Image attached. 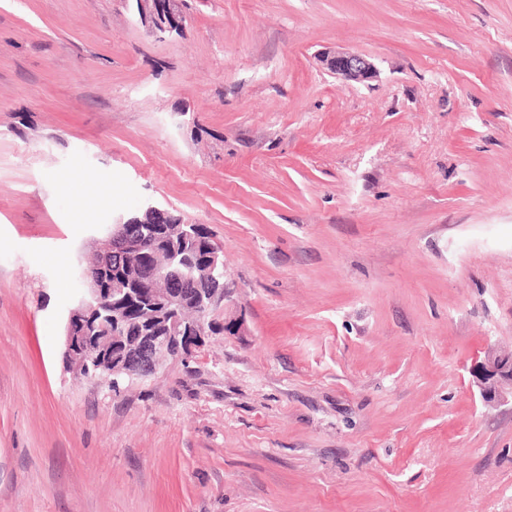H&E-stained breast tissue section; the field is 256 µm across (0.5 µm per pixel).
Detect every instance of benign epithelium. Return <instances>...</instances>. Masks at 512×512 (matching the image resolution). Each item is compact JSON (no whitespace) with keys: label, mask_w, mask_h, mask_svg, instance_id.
Returning a JSON list of instances; mask_svg holds the SVG:
<instances>
[{"label":"benign epithelium","mask_w":512,"mask_h":512,"mask_svg":"<svg viewBox=\"0 0 512 512\" xmlns=\"http://www.w3.org/2000/svg\"><path fill=\"white\" fill-rule=\"evenodd\" d=\"M135 2L138 21L158 39L180 32L184 23L178 9L180 0ZM320 62L328 73L343 81L365 82L377 76V69L370 60L351 51L324 53ZM173 220L181 222L183 218L173 215L168 208L148 202L136 215H123L113 220L103 236L96 240L83 267L81 288L67 308L64 321V358L75 377H86L88 359L91 358L111 366L115 392L125 380L134 378L126 368L123 352L112 348V337L119 334L121 326L127 325L124 309L112 310V327L109 328L95 319L96 309L91 307V301L141 288L146 281L152 286L161 313L147 312L140 320L143 328L133 337V346L139 350V375L149 376L168 358L187 359L204 346L215 313L221 303L230 298L228 284L224 282L223 251L219 247L213 244L209 246V252L201 256L199 275L193 282L204 285V290L195 297L193 319L184 316L187 300L181 288L189 275L182 270L180 261H172L164 269L153 266L143 277L130 276L121 269L125 260L146 249L157 251L166 241V222ZM470 374L483 402H503L504 386L512 385V357L489 355L475 363Z\"/></svg>","instance_id":"benign-epithelium-1"}]
</instances>
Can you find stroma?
<instances>
[{
  "label": "stroma",
  "instance_id": "obj_1",
  "mask_svg": "<svg viewBox=\"0 0 512 512\" xmlns=\"http://www.w3.org/2000/svg\"><path fill=\"white\" fill-rule=\"evenodd\" d=\"M0 0V512H512V0ZM348 49L376 78L317 59ZM232 287L193 358L63 359L144 202ZM138 21L160 40L180 32L184 18L177 4L181 0H133ZM320 62L328 73L343 81L365 82L377 76V69L370 60L351 51L323 53ZM107 337V344L105 347H98L97 354L93 357L94 361H99L101 365H109L112 368V375L105 369L99 368L98 363L90 365L91 373H96V376L101 380L107 382L113 391H120L122 383L127 379H132L135 376L126 368L125 357L122 351H117L112 348V336ZM113 376V379H112ZM116 383V387H112V382ZM470 374L484 403L504 402V386L510 384L512 404V357L488 355L472 366Z\"/></svg>",
  "mask_w": 512,
  "mask_h": 512
}]
</instances>
